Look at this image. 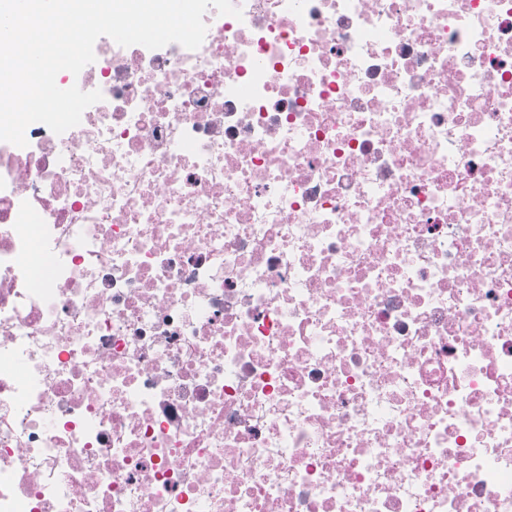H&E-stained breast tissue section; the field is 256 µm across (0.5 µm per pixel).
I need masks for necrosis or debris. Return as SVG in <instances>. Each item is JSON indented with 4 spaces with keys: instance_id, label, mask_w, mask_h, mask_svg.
Instances as JSON below:
<instances>
[{
    "instance_id": "1",
    "label": "necrosis or debris",
    "mask_w": 512,
    "mask_h": 512,
    "mask_svg": "<svg viewBox=\"0 0 512 512\" xmlns=\"http://www.w3.org/2000/svg\"><path fill=\"white\" fill-rule=\"evenodd\" d=\"M0 141V512H512V0H233Z\"/></svg>"
}]
</instances>
